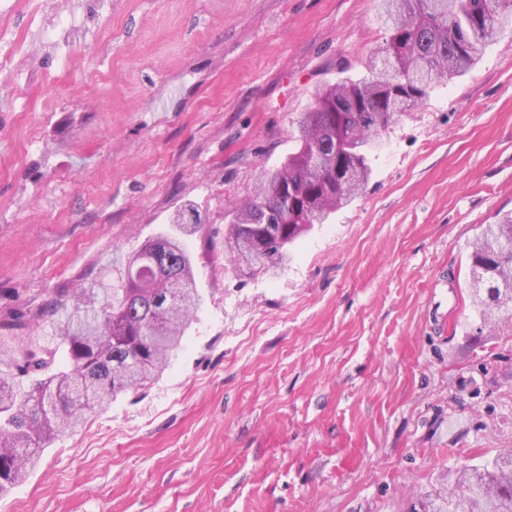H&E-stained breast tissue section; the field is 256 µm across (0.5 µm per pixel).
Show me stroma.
<instances>
[{
  "label": "stroma",
  "mask_w": 512,
  "mask_h": 512,
  "mask_svg": "<svg viewBox=\"0 0 512 512\" xmlns=\"http://www.w3.org/2000/svg\"><path fill=\"white\" fill-rule=\"evenodd\" d=\"M77 3L16 16L63 96L21 71L0 97V344L55 343L39 310L188 203L204 304L162 375L53 442L0 512H411L512 451V320L475 318L468 260L512 211V30L384 133L363 192L281 275L248 278L217 261L225 216L293 151L317 88L363 71L377 0H106V37L63 71L30 41Z\"/></svg>",
  "instance_id": "stroma-1"
}]
</instances>
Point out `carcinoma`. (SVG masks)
<instances>
[{
    "mask_svg": "<svg viewBox=\"0 0 512 512\" xmlns=\"http://www.w3.org/2000/svg\"><path fill=\"white\" fill-rule=\"evenodd\" d=\"M388 32L366 72L316 90L299 113L295 150L281 169L262 175L252 202L233 211L224 236V269L249 276L278 274L284 248L300 224H325L362 191L370 157L390 125L425 101L439 83L461 77L512 27V0H381ZM172 228L127 256L134 272L123 294L95 283L51 302L65 311L52 348L20 340L13 369H0V496L23 482L46 445L72 433L117 394L146 386L180 348L202 303L184 237L198 227L193 208L178 210ZM469 255L480 285L473 306L480 321L494 303L512 317V296L499 277L512 266V213L479 226ZM512 452L471 471L470 492L437 495L450 512H512Z\"/></svg>",
    "mask_w": 512,
    "mask_h": 512,
    "instance_id": "cac0c4a2",
    "label": "carcinoma"
}]
</instances>
